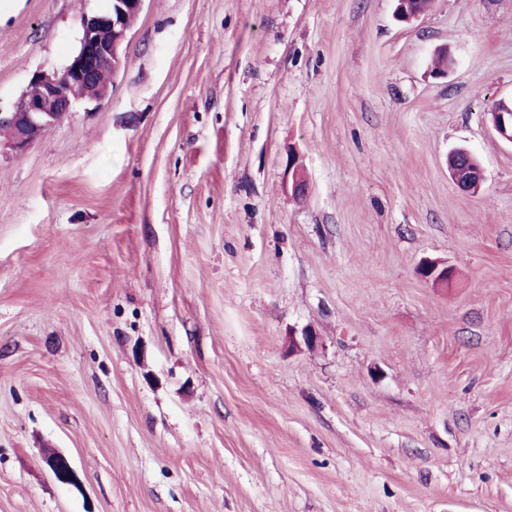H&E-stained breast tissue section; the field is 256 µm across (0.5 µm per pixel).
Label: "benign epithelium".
<instances>
[{
    "label": "benign epithelium",
    "instance_id": "1",
    "mask_svg": "<svg viewBox=\"0 0 512 512\" xmlns=\"http://www.w3.org/2000/svg\"><path fill=\"white\" fill-rule=\"evenodd\" d=\"M103 9H89L79 19L80 41L76 54L60 71H35L18 101L9 112L0 111V124L9 127L8 144L17 155L23 154L46 129L60 123L83 100L80 89L97 81L100 74L117 72L122 63V46L130 26L128 19L141 13L145 0H106ZM396 18L404 23L418 20L421 12L412 0H396ZM492 127L504 140L512 143V104L498 103L491 117ZM471 155L456 158L448 166L453 182L463 191L476 194L484 182L483 171L473 166ZM418 275L435 284H448L453 270L434 261L417 268ZM45 463L54 478L74 485L77 474L62 453L45 455Z\"/></svg>",
    "mask_w": 512,
    "mask_h": 512
}]
</instances>
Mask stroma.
I'll list each match as a JSON object with an SVG mask.
<instances>
[{
    "mask_svg": "<svg viewBox=\"0 0 512 512\" xmlns=\"http://www.w3.org/2000/svg\"><path fill=\"white\" fill-rule=\"evenodd\" d=\"M89 6L0 0V110ZM393 10L146 0L109 96L0 149V512H512V0ZM490 118L495 132L504 140L512 143V104L499 102ZM473 162L471 154L466 155L465 159L458 156L453 164L448 166V170L451 179L461 190L477 194L482 188L484 175L479 163L477 162L475 167L471 165ZM418 275L425 281L447 285L453 276V270L448 265H440L434 261L422 262L417 268ZM45 463L54 478L63 484L75 485L77 474L70 460L62 453L45 455Z\"/></svg>",
    "mask_w": 512,
    "mask_h": 512,
    "instance_id": "obj_1",
    "label": "stroma"
}]
</instances>
